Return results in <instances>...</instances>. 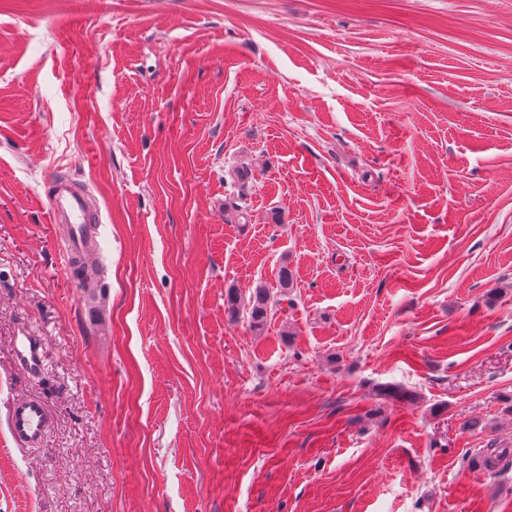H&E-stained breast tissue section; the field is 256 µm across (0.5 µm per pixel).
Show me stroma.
<instances>
[{
  "label": "stroma",
  "instance_id": "stroma-1",
  "mask_svg": "<svg viewBox=\"0 0 512 512\" xmlns=\"http://www.w3.org/2000/svg\"><path fill=\"white\" fill-rule=\"evenodd\" d=\"M55 175L102 219V328ZM260 284L256 334L224 302ZM25 394L41 448L7 429ZM493 443L512 0H0V512H512ZM14 364L28 378L41 376L46 371V352L43 340L27 328L15 336L12 350ZM8 427L18 447L38 448L50 432L52 417L45 402L37 396L13 401L9 407Z\"/></svg>",
  "mask_w": 512,
  "mask_h": 512
}]
</instances>
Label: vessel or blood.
<instances>
[{
	"instance_id": "b4317fda",
	"label": "vessel or blood",
	"mask_w": 512,
	"mask_h": 512,
	"mask_svg": "<svg viewBox=\"0 0 512 512\" xmlns=\"http://www.w3.org/2000/svg\"><path fill=\"white\" fill-rule=\"evenodd\" d=\"M54 222L68 229V252L72 257L91 253L98 232V221L88 209L84 196L63 183H56L51 197ZM15 365L27 377L41 376L47 367L43 340L29 329H22L15 338L13 350ZM8 427L18 447L37 448L44 444L52 424L45 402L37 396H26L13 401L9 407Z\"/></svg>"
}]
</instances>
